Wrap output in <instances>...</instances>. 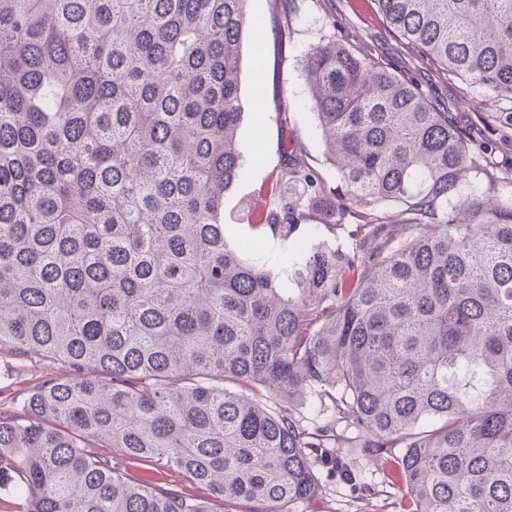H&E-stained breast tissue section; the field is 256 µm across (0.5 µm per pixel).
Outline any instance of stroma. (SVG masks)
<instances>
[{
  "label": "stroma",
  "instance_id": "obj_1",
  "mask_svg": "<svg viewBox=\"0 0 512 512\" xmlns=\"http://www.w3.org/2000/svg\"><path fill=\"white\" fill-rule=\"evenodd\" d=\"M250 11L268 28V48L263 57L270 77L259 111L243 119L242 178L224 197V230L230 245L252 236L249 207L266 203L259 189L275 177L282 145L295 142L302 162L325 186L342 191L335 168L327 161L308 106L305 53L331 37H347L353 52L369 55L379 64L396 63L437 103L452 112L461 128L476 121L474 107L485 103L499 119L512 118V101L497 100L485 90L467 88L444 76L430 61L388 30L372 0H250ZM336 457L351 468L353 482L323 474L322 495L291 505L290 512H408L409 496L388 479L384 458L360 448H340Z\"/></svg>",
  "mask_w": 512,
  "mask_h": 512
}]
</instances>
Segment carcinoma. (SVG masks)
I'll return each instance as SVG.
<instances>
[{"label": "carcinoma", "mask_w": 512, "mask_h": 512, "mask_svg": "<svg viewBox=\"0 0 512 512\" xmlns=\"http://www.w3.org/2000/svg\"><path fill=\"white\" fill-rule=\"evenodd\" d=\"M375 4L512 99V0ZM246 35L261 52L247 0H0V347L42 372L0 407V487L23 512H289L346 444L389 461L412 512H512V175L397 71L309 47L344 190L285 147L248 210L304 250L291 292L243 258L259 240L224 236ZM349 214L345 246L314 243ZM130 459L208 497L131 480Z\"/></svg>", "instance_id": "1"}]
</instances>
